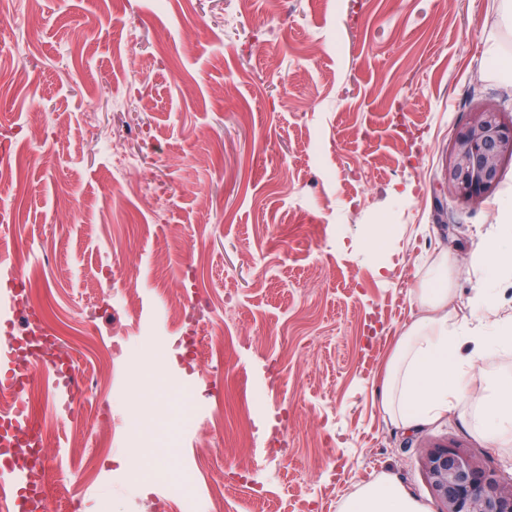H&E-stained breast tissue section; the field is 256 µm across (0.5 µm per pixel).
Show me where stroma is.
Segmentation results:
<instances>
[{
	"mask_svg": "<svg viewBox=\"0 0 512 512\" xmlns=\"http://www.w3.org/2000/svg\"><path fill=\"white\" fill-rule=\"evenodd\" d=\"M502 36L495 0H0V211L88 385L68 413L36 374L52 503L208 512L220 483L224 512H340L385 477L438 512L420 450L448 441L512 477V447L462 411L407 428L381 404L441 255L454 320L485 325L470 299L512 160L473 208L438 184L472 108L512 118V79L483 55ZM174 298L220 331L206 370ZM116 336L128 353L110 355ZM151 347L157 375L139 365ZM281 412L284 458L266 444Z\"/></svg>",
	"mask_w": 512,
	"mask_h": 512,
	"instance_id": "obj_1",
	"label": "stroma"
}]
</instances>
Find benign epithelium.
I'll return each instance as SVG.
<instances>
[{
    "label": "benign epithelium",
    "instance_id": "7a95c632",
    "mask_svg": "<svg viewBox=\"0 0 512 512\" xmlns=\"http://www.w3.org/2000/svg\"><path fill=\"white\" fill-rule=\"evenodd\" d=\"M512 160V121L488 100L469 113L451 147L442 182L448 197L478 205L498 188L502 164ZM420 462L440 512H512V478L501 477L463 448L430 445Z\"/></svg>",
    "mask_w": 512,
    "mask_h": 512
}]
</instances>
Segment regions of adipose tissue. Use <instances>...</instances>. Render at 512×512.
I'll list each match as a JSON object with an SVG mask.
<instances>
[{"mask_svg":"<svg viewBox=\"0 0 512 512\" xmlns=\"http://www.w3.org/2000/svg\"><path fill=\"white\" fill-rule=\"evenodd\" d=\"M498 232L490 242L491 268L472 299L492 331L476 335L466 323L448 318L453 291L451 267L440 259L431 272L432 287L421 289L417 302L424 314L399 338L390 359L382 396L384 412L406 427H419L460 407L467 422L488 447L512 446V378L486 373L490 353L512 348V317H501L495 305L496 285L512 280V202L500 205ZM479 395H472L475 379ZM341 512H421L416 501L392 481L380 479L350 496Z\"/></svg>","mask_w":512,"mask_h":512,"instance_id":"obj_1","label":"adipose tissue"}]
</instances>
